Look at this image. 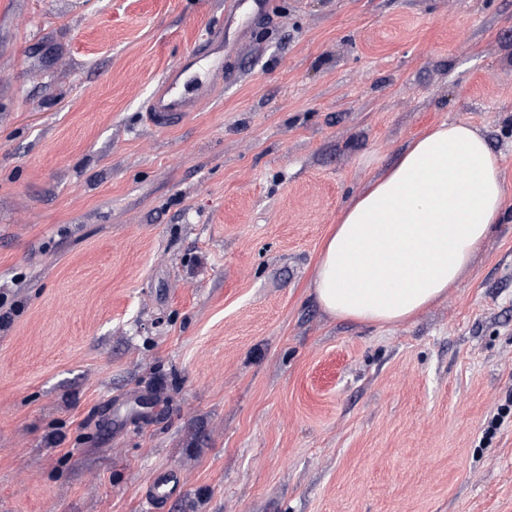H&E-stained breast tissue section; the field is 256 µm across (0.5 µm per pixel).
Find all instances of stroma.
Listing matches in <instances>:
<instances>
[{"mask_svg": "<svg viewBox=\"0 0 512 512\" xmlns=\"http://www.w3.org/2000/svg\"><path fill=\"white\" fill-rule=\"evenodd\" d=\"M224 2L0 0V512H512V0H271L240 47ZM442 121L502 224L413 320L330 317L342 209ZM224 58L211 62L206 72L189 76L191 71L177 66L165 75L159 91L151 96L147 114L151 126L166 130L181 121L188 112H195L198 98L196 91L204 82L215 83L224 79Z\"/></svg>", "mask_w": 512, "mask_h": 512, "instance_id": "obj_1", "label": "stroma"}]
</instances>
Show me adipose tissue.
<instances>
[{
	"label": "adipose tissue",
	"mask_w": 512,
	"mask_h": 512,
	"mask_svg": "<svg viewBox=\"0 0 512 512\" xmlns=\"http://www.w3.org/2000/svg\"><path fill=\"white\" fill-rule=\"evenodd\" d=\"M505 188L485 138L442 122L414 138L343 211L314 293L330 316L407 322L447 296L500 224Z\"/></svg>",
	"instance_id": "1"
}]
</instances>
